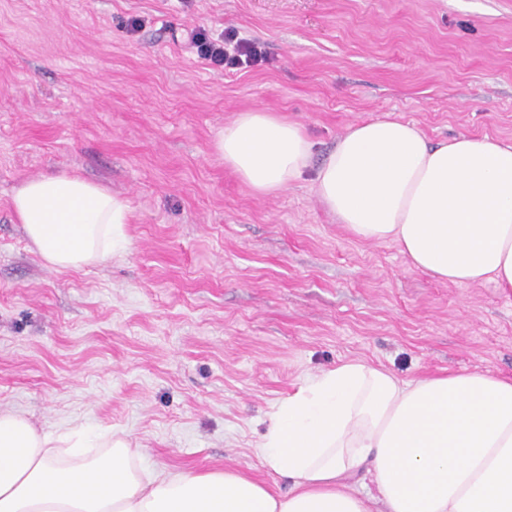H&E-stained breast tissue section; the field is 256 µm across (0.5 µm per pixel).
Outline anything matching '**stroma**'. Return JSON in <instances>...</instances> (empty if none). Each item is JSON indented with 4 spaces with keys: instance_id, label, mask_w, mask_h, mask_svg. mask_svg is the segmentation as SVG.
Masks as SVG:
<instances>
[{
    "instance_id": "1",
    "label": "stroma",
    "mask_w": 512,
    "mask_h": 512,
    "mask_svg": "<svg viewBox=\"0 0 512 512\" xmlns=\"http://www.w3.org/2000/svg\"><path fill=\"white\" fill-rule=\"evenodd\" d=\"M194 29L269 61L212 67ZM255 108L300 123L316 164L387 116L512 145V0H0V409L264 479L275 405L340 362L512 376V292L354 240L312 173L275 196L240 182L216 142ZM54 173L128 199L127 253L44 265L11 196Z\"/></svg>"
}]
</instances>
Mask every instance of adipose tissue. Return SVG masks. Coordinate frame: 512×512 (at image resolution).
<instances>
[{"mask_svg": "<svg viewBox=\"0 0 512 512\" xmlns=\"http://www.w3.org/2000/svg\"><path fill=\"white\" fill-rule=\"evenodd\" d=\"M216 151L260 196L312 166L302 125L261 109L225 126ZM315 169L318 199L351 237L392 242L439 281L512 291L511 145L467 135L434 145L414 124L367 120ZM11 203L50 269L131 244L129 201L80 176L25 180ZM258 455L281 487L232 468L149 466L126 434L40 430L4 410L0 512H512V376L405 381L350 359L277 403ZM364 469L370 485L350 490Z\"/></svg>", "mask_w": 512, "mask_h": 512, "instance_id": "1", "label": "adipose tissue"}]
</instances>
